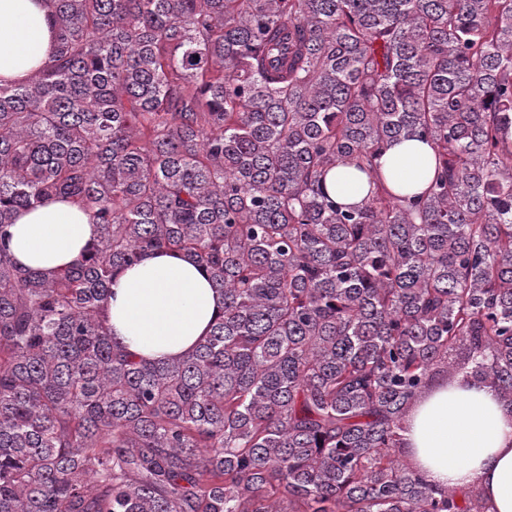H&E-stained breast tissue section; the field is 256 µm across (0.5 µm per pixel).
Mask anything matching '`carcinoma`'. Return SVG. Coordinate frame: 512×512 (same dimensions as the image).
<instances>
[{"label":"carcinoma","mask_w":512,"mask_h":512,"mask_svg":"<svg viewBox=\"0 0 512 512\" xmlns=\"http://www.w3.org/2000/svg\"><path fill=\"white\" fill-rule=\"evenodd\" d=\"M49 7L52 59L0 84V512H489L403 433L440 379L512 409V0ZM401 140L434 151L421 193L376 171ZM50 196L98 240L19 268ZM152 251L224 297L176 362L107 324ZM347 168L336 169L327 179V190L341 198L345 203L357 204L365 197L369 186L365 176L348 177Z\"/></svg>","instance_id":"carcinoma-1"}]
</instances>
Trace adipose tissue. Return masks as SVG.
Segmentation results:
<instances>
[{"mask_svg": "<svg viewBox=\"0 0 512 512\" xmlns=\"http://www.w3.org/2000/svg\"><path fill=\"white\" fill-rule=\"evenodd\" d=\"M46 0H0V80L26 82L53 52ZM399 194L422 191L433 152L418 141L394 142L378 160ZM8 243L23 269L70 265L99 236L92 217L65 198L17 213ZM224 305L206 274L177 253H148L117 271L107 305L112 334L135 357L176 361L206 336ZM410 460L441 487L477 483L490 512H512V409L479 383L441 386L415 409L405 434Z\"/></svg>", "mask_w": 512, "mask_h": 512, "instance_id": "1", "label": "adipose tissue"}]
</instances>
